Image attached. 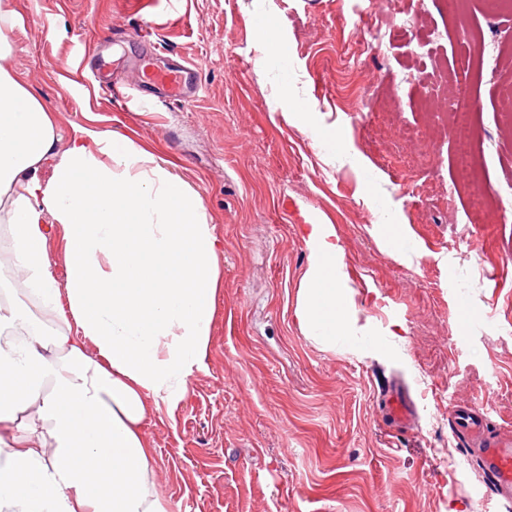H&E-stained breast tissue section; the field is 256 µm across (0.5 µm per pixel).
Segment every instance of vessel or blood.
<instances>
[{"mask_svg":"<svg viewBox=\"0 0 512 512\" xmlns=\"http://www.w3.org/2000/svg\"><path fill=\"white\" fill-rule=\"evenodd\" d=\"M188 69L175 63L164 68L145 64L141 93L160 94L167 98H185ZM383 417L396 430L406 429L412 418V407L402 391L388 392L384 397ZM450 417L454 433L461 439L467 454L481 462L490 492L505 495L512 492V435L501 432L487 412L478 407H457Z\"/></svg>","mask_w":512,"mask_h":512,"instance_id":"b4317fda","label":"vessel or blood"}]
</instances>
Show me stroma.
Wrapping results in <instances>:
<instances>
[{"mask_svg": "<svg viewBox=\"0 0 512 512\" xmlns=\"http://www.w3.org/2000/svg\"><path fill=\"white\" fill-rule=\"evenodd\" d=\"M12 3L0 66L61 127L92 119L170 161L222 243L204 362L141 424L164 512H512L449 418L451 406L483 405L512 432V23L495 0ZM266 21L277 42L263 39ZM474 31L485 52L468 69L481 173L469 192L455 186L447 114ZM154 46L161 64L194 65L192 101L141 110L94 81L105 60L113 81L139 84L134 60ZM326 130L342 150L324 147ZM485 190L507 211L479 223L472 194ZM380 208L402 224L408 257L386 243ZM313 216L334 226L354 313L379 348L331 349L302 333V226ZM462 298L476 309L466 330ZM392 386L414 408L401 433L379 411Z\"/></svg>", "mask_w": 512, "mask_h": 512, "instance_id": "35a3bbf8", "label": "stroma"}]
</instances>
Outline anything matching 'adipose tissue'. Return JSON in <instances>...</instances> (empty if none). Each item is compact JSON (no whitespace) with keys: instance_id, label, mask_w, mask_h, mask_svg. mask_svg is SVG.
<instances>
[{"instance_id":"1","label":"adipose tissue","mask_w":512,"mask_h":512,"mask_svg":"<svg viewBox=\"0 0 512 512\" xmlns=\"http://www.w3.org/2000/svg\"><path fill=\"white\" fill-rule=\"evenodd\" d=\"M0 224L11 267L52 322L0 304V512H162L140 433L207 351L221 249L198 193L168 161L92 124L62 130L0 65ZM62 228L58 283L46 228ZM332 225L306 227L296 314L305 336L358 350ZM94 343L88 356L83 340Z\"/></svg>"}]
</instances>
